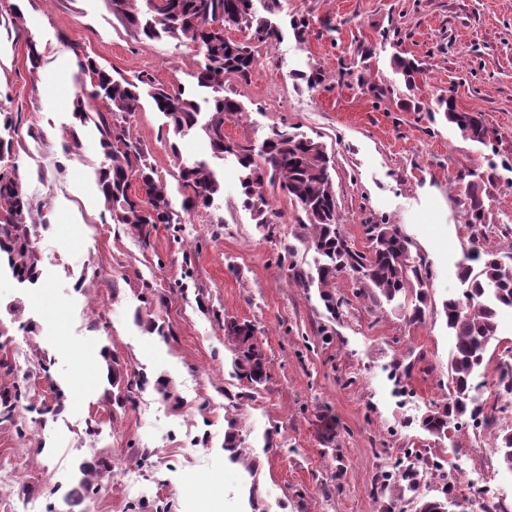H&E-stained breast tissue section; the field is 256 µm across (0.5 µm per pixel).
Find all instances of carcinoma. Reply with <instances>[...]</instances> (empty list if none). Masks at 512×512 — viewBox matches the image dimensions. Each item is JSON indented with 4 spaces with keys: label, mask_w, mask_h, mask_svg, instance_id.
<instances>
[{
    "label": "carcinoma",
    "mask_w": 512,
    "mask_h": 512,
    "mask_svg": "<svg viewBox=\"0 0 512 512\" xmlns=\"http://www.w3.org/2000/svg\"><path fill=\"white\" fill-rule=\"evenodd\" d=\"M143 0H111L112 14L125 27L133 28L149 39L163 37L187 42L199 50L203 62L192 77L197 87L211 92L208 99V118L200 122V106L191 93L182 86L153 85L152 79L141 74L133 79L121 76L101 65L95 58L74 50L77 58L81 94L77 96L74 118L84 124L91 120L99 134L104 155L101 167L95 171L99 191L106 209L117 213L123 224L135 226L144 242H149L157 224H179L180 214L174 209L166 184L154 176L147 162L142 144L131 137L130 129L112 121L119 112L131 114L140 105V87L149 85L155 109L166 118L167 127L178 135L199 128L208 139L211 154L222 158L231 154L242 171L243 207L250 210L257 223L265 224L269 207L267 187L279 186L304 212L311 233L305 244L319 257L315 273L298 267L292 261L296 247L280 244L279 262H288L292 280L304 287L321 288L322 299L331 313L350 305V300L330 292L336 278L350 272L359 284L354 296L366 292L380 296L387 302L415 296L410 320L424 319L428 306L430 275L425 260L412 253V242L396 224L380 222L375 225V238L369 251L353 249L340 232L336 216V193L330 173L329 157L323 143L296 132L272 128L263 140L260 150L227 140L224 123L244 112L241 103L224 94V80L234 78L248 81L257 64L256 47L237 42L224 34V29L245 26L254 28L259 43L279 39L278 25L268 17L259 16L252 8V0H158L152 8ZM392 68L403 76L408 88H413L423 71V62L397 54L391 59ZM446 121L458 129H466L469 139L484 143L487 128L480 113L463 111L451 99L439 101ZM6 135H0V154H12L15 122L6 113L0 120ZM138 181L148 198L149 207H143L138 197L129 193L132 181ZM179 181L189 190L181 208L189 213L213 206L223 193V178L205 160H196L179 169ZM21 182L18 167L0 166V207L10 216V223L0 226V266L6 268L20 282L32 283L37 276L38 257L32 245L29 202L18 188ZM467 200L465 224L475 234L487 228L481 187L474 181L460 186ZM458 278L464 286L462 295H450L443 304L448 330L455 344L448 364V394L440 403L433 404L421 427L437 441L452 440L449 429H457L459 420L467 415L472 420L491 421L487 409L499 403L482 399L480 385L475 377L487 370V354L491 343L497 340L498 313L512 308V263L491 250H474L468 261L461 264ZM250 325L236 321L224 323V339L233 347L236 375L250 384H260L267 378V358L257 338L247 334ZM500 397L512 394V363L499 365L497 377ZM148 383L141 373L127 379L122 367L112 362V386L118 389L117 403L132 400L131 394L144 389ZM30 399L25 385L13 382L0 388V422H8L19 435L25 434L22 418L15 409ZM252 448L248 435L240 433L235 424L224 434V450L230 459L252 470L248 450ZM495 454L500 462L512 460V428H501L495 434ZM110 464L98 469L80 468L83 474L78 486L65 496L73 506L80 502L82 493L92 489L109 473ZM404 481L410 490L416 489V473L395 467L391 474L374 479L371 493L384 495L393 482Z\"/></svg>",
    "instance_id": "cac0c4a2"
}]
</instances>
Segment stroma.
I'll return each instance as SVG.
<instances>
[{
	"mask_svg": "<svg viewBox=\"0 0 512 512\" xmlns=\"http://www.w3.org/2000/svg\"><path fill=\"white\" fill-rule=\"evenodd\" d=\"M303 18L301 33L293 23ZM271 19L279 41L262 49L249 81L224 84L245 107L225 123L226 137L256 147L278 127L323 142L342 235L367 250L366 225L386 220L430 266L424 321L355 297L348 273L336 291L352 303L330 315L318 288L296 285L277 263L285 241L297 245L299 267L314 264L299 245L309 233L302 212L272 187L268 222L256 224L229 158L214 162L224 176L217 205L183 215L178 230L156 225L145 242L113 220L95 183L104 160L95 129L72 116L74 47L165 86L187 83L200 57L192 45L125 28L109 0H27L14 27L0 28V113L18 126L15 162L37 222L40 279L28 290L0 271V357L11 366L0 386L31 384L49 411L28 413L22 436L0 423V512H153L162 500L170 512H415L416 496L442 495L437 472L421 470L416 491L371 494L376 474L410 448L446 458L457 494L489 489L499 512H512V473L493 452L492 430L464 426L452 451L419 426L448 392L454 339L442 302L461 292L458 268L473 247L457 174L479 173L488 223L512 227V173L501 167L512 160V0H279ZM30 36L44 49L35 71ZM396 54L422 60L414 88L392 69ZM315 71L323 81L314 88L306 78ZM448 96L481 113L486 143L448 124L438 110ZM126 122L181 205L179 167L207 156L206 139L168 132L146 97ZM69 126L80 147L67 154ZM148 319L165 323L169 338L148 333ZM228 320L255 326L263 384L236 376ZM115 358L127 372L169 378L181 403L149 385L117 406ZM403 358L415 367L398 395L389 371ZM232 421L256 440L273 433L271 447L253 448L251 469L224 450ZM103 459L111 473L68 508L63 493L81 467Z\"/></svg>",
	"mask_w": 512,
	"mask_h": 512,
	"instance_id": "obj_1",
	"label": "stroma"
}]
</instances>
